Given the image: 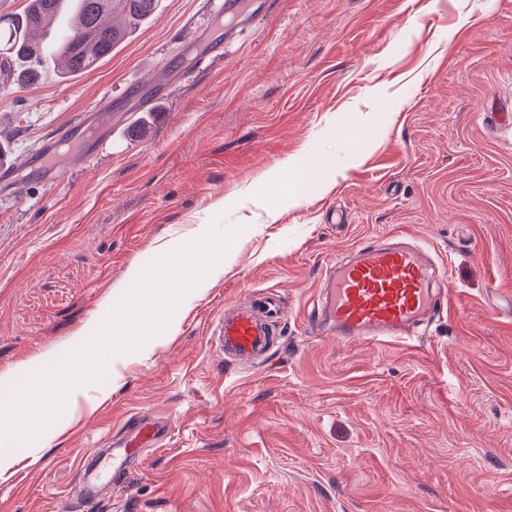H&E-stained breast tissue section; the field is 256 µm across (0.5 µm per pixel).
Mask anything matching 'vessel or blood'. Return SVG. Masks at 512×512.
<instances>
[{
  "label": "vessel or blood",
  "mask_w": 512,
  "mask_h": 512,
  "mask_svg": "<svg viewBox=\"0 0 512 512\" xmlns=\"http://www.w3.org/2000/svg\"><path fill=\"white\" fill-rule=\"evenodd\" d=\"M267 0H213L214 19L224 20L225 36L259 20ZM438 272L427 250L404 235L384 244H364L326 270L323 299L307 318L328 334L375 346L410 345L420 329L439 316L447 291L435 287ZM286 312L278 295L258 294L249 305L222 311L209 325L211 352L220 362L249 364L269 356L277 345ZM170 427L150 415L125 419L119 436L80 456L68 495L92 505L104 499L115 477L137 467L143 449L165 447Z\"/></svg>",
  "instance_id": "1"
}]
</instances>
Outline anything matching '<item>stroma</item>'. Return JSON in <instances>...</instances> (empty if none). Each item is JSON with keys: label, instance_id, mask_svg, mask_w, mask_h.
Returning <instances> with one entry per match:
<instances>
[{"label": "stroma", "instance_id": "1", "mask_svg": "<svg viewBox=\"0 0 512 512\" xmlns=\"http://www.w3.org/2000/svg\"><path fill=\"white\" fill-rule=\"evenodd\" d=\"M206 0H160L96 68L0 91V397L94 332L167 244L244 231L169 326L0 471V512L66 506L73 461L138 413L165 451L92 512H512V0H272L222 53ZM86 158L23 169L83 115ZM306 160L302 197L272 172ZM448 302L416 346L306 330L326 266L394 232ZM279 290L269 361L221 365L208 325Z\"/></svg>", "mask_w": 512, "mask_h": 512}]
</instances>
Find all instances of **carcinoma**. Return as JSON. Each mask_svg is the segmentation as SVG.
Listing matches in <instances>:
<instances>
[{"mask_svg":"<svg viewBox=\"0 0 512 512\" xmlns=\"http://www.w3.org/2000/svg\"><path fill=\"white\" fill-rule=\"evenodd\" d=\"M159 0H29L23 13L0 15V81H31L35 65L55 54L60 73L75 76L110 56L130 29L153 16Z\"/></svg>","mask_w":512,"mask_h":512,"instance_id":"obj_1","label":"carcinoma"}]
</instances>
